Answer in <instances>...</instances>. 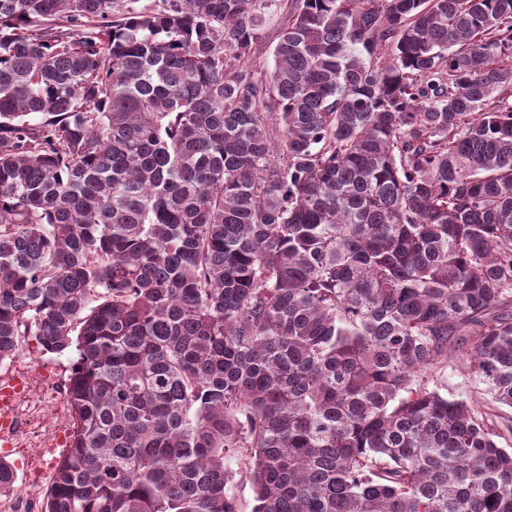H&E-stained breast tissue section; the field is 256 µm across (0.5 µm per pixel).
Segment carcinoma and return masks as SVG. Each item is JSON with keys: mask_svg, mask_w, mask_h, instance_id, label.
Listing matches in <instances>:
<instances>
[{"mask_svg": "<svg viewBox=\"0 0 512 512\" xmlns=\"http://www.w3.org/2000/svg\"><path fill=\"white\" fill-rule=\"evenodd\" d=\"M277 2L0 0V360L76 353L42 512H512L427 380L512 407V0H292L258 76ZM290 2L283 5L278 14L267 19L264 24V34L260 43L256 46L251 59L250 68L255 73H265L273 67L272 50L277 42L279 29L288 23ZM433 375L435 382L431 381L430 388L438 389L448 398H475L481 402L480 398L485 397L484 385L469 374L461 355L451 358L447 367Z\"/></svg>", "mask_w": 512, "mask_h": 512, "instance_id": "1", "label": "carcinoma"}]
</instances>
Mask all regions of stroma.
<instances>
[{
    "label": "stroma",
    "mask_w": 512,
    "mask_h": 512,
    "mask_svg": "<svg viewBox=\"0 0 512 512\" xmlns=\"http://www.w3.org/2000/svg\"><path fill=\"white\" fill-rule=\"evenodd\" d=\"M72 352H41L35 337L22 338L17 356L0 361V381L16 376L29 381L28 392L17 403L14 447L1 448L0 457L16 470L13 491L0 495V512H16L31 492L50 484L54 468L68 446L72 419L63 390ZM434 379L442 395L478 399L483 385L469 374L462 357L451 358Z\"/></svg>",
    "instance_id": "1"
}]
</instances>
